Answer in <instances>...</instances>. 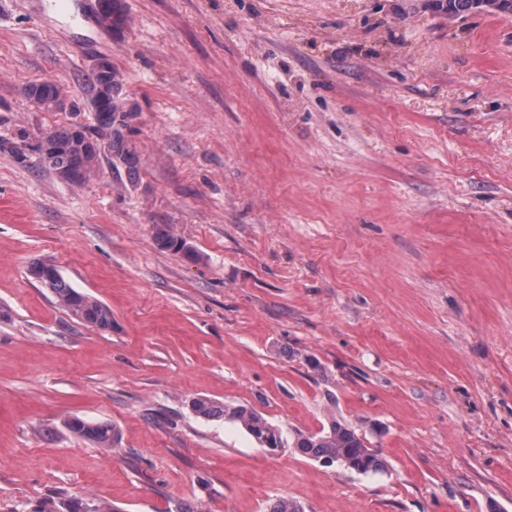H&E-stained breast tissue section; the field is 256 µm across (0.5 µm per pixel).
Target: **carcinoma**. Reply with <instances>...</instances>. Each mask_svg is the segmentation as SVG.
I'll return each instance as SVG.
<instances>
[{
	"mask_svg": "<svg viewBox=\"0 0 512 512\" xmlns=\"http://www.w3.org/2000/svg\"><path fill=\"white\" fill-rule=\"evenodd\" d=\"M436 6L453 16H464L477 11L476 0H435ZM96 18L100 25L115 27L122 22L119 0H98ZM117 86L112 67L90 69L87 75L88 100L99 97ZM22 95L40 111L55 112L63 99L59 86L51 83H31L22 87ZM39 164L56 173L69 174L85 179L94 173L101 153L113 152L127 169L129 177L136 173V162L119 134L112 137L102 128H94L89 135L81 125L62 126L52 130L48 139L33 148ZM53 264L39 262L31 266L29 275L42 287L50 289L60 306L74 319L87 325L108 329L112 326L111 310L98 299L76 291L62 275H51ZM193 412L205 419L223 418L239 423L260 445L269 442L282 446L279 428L260 413L243 405L229 407L218 405L206 397L192 400ZM68 431L100 448H112L118 444L119 433L108 422L86 421L72 418L67 421ZM294 448L312 460L333 465L338 463L355 472L377 474L384 470V463L376 450L367 445L366 437L337 420L328 429L316 433L297 432ZM34 512H121L120 509L95 500L73 499L59 504L42 501Z\"/></svg>",
	"mask_w": 512,
	"mask_h": 512,
	"instance_id": "obj_1",
	"label": "carcinoma"
}]
</instances>
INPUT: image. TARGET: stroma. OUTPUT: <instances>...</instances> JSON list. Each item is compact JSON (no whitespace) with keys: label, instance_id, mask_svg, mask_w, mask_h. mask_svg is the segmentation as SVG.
Returning a JSON list of instances; mask_svg holds the SVG:
<instances>
[{"label":"stroma","instance_id":"1","mask_svg":"<svg viewBox=\"0 0 512 512\" xmlns=\"http://www.w3.org/2000/svg\"><path fill=\"white\" fill-rule=\"evenodd\" d=\"M0 0V512H512V14L431 0ZM105 56L135 178L10 149L94 115ZM172 235L178 247L162 246ZM50 262L112 312L70 318ZM283 432L271 452L194 398ZM74 417L119 431L106 451ZM339 420L385 470L291 445ZM96 18L101 26L116 27L122 22V11L118 0H97ZM107 61L108 59L104 57L95 58L92 63V68L87 75L86 96L88 99V108L90 109V112H94V109L91 106V101L93 98L98 99L99 95L102 93L104 94L105 91H109V93L112 94L114 87L118 88L115 77L112 73L111 64L107 68L97 69L103 66ZM22 95L40 111L57 112L63 93L59 86L51 83H31L22 87ZM33 512H121L119 508L95 500L73 499L57 504L42 501Z\"/></svg>","mask_w":512,"mask_h":512}]
</instances>
